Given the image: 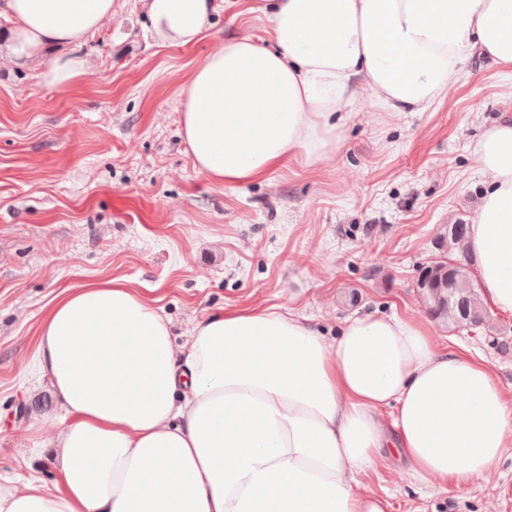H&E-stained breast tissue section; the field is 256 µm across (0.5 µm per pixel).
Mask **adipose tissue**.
<instances>
[{"label":"adipose tissue","mask_w":512,"mask_h":512,"mask_svg":"<svg viewBox=\"0 0 512 512\" xmlns=\"http://www.w3.org/2000/svg\"><path fill=\"white\" fill-rule=\"evenodd\" d=\"M112 3L0 0L8 59L72 87L87 67L73 49ZM144 8L181 46L210 26L211 0ZM267 19V44L225 40L180 89L193 166L217 185L330 156L360 91L421 112L473 53L512 66V0H273ZM476 153L486 181L467 253L485 301L512 315V116ZM37 364L65 411L55 482L0 481V512H390L358 482L377 464L464 484L512 448L492 369L397 314L346 319L328 342L296 315L227 307L178 348L162 308L111 280L58 295Z\"/></svg>","instance_id":"obj_1"}]
</instances>
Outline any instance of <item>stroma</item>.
<instances>
[{"label": "stroma", "instance_id": "obj_1", "mask_svg": "<svg viewBox=\"0 0 512 512\" xmlns=\"http://www.w3.org/2000/svg\"><path fill=\"white\" fill-rule=\"evenodd\" d=\"M212 2L211 29L182 47L140 0H114L69 89L0 61V477L54 481L64 415L35 369L38 328L63 290L112 279L157 301L178 345L225 306L281 307L329 340L350 317L405 315L512 395V315L492 312L490 334L447 328L416 288L439 225L474 220L475 146L512 114V70L473 55L425 112H380L361 93L333 157L220 186L179 134V90L226 38H265L268 0ZM360 480L391 512H512L511 452L462 486L415 483L395 460Z\"/></svg>", "mask_w": 512, "mask_h": 512}]
</instances>
